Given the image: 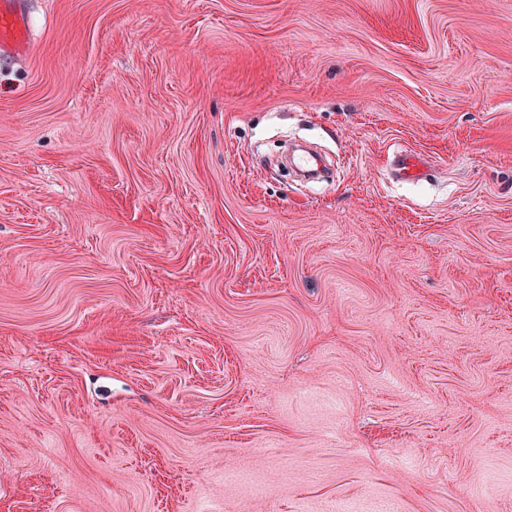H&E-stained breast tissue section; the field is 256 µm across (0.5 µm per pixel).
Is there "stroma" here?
<instances>
[{
	"instance_id": "1",
	"label": "stroma",
	"mask_w": 512,
	"mask_h": 512,
	"mask_svg": "<svg viewBox=\"0 0 512 512\" xmlns=\"http://www.w3.org/2000/svg\"><path fill=\"white\" fill-rule=\"evenodd\" d=\"M31 2L0 512H512V0Z\"/></svg>"
}]
</instances>
